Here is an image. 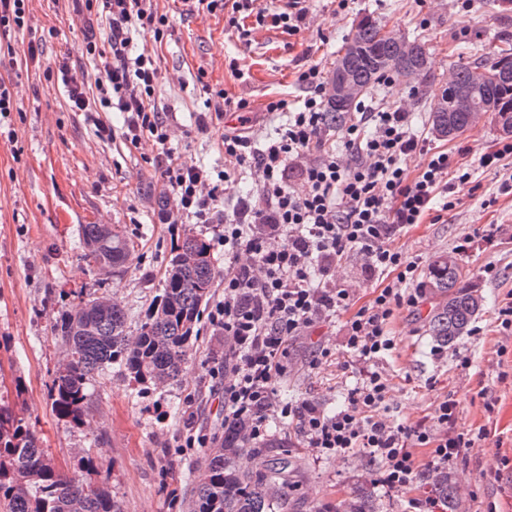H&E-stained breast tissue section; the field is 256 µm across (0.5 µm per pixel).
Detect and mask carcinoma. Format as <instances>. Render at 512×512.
Listing matches in <instances>:
<instances>
[{
	"mask_svg": "<svg viewBox=\"0 0 512 512\" xmlns=\"http://www.w3.org/2000/svg\"><path fill=\"white\" fill-rule=\"evenodd\" d=\"M383 25L370 14L363 15L337 52L330 82L340 75L360 87L364 94L385 77L428 78L425 42L404 37L403 42L380 37ZM492 63L480 55L457 67L452 85L476 89L478 104L489 112L506 135H512V62L498 81L477 83L478 73ZM429 117L440 137L454 138L470 129L466 112H453L448 91L429 92ZM83 243L99 266L121 270L126 266L129 241L103 224L83 225ZM192 250L199 261L178 265L181 254ZM220 271L210 243L199 234H185L175 247L162 281L159 301L129 337L130 317L114 303L100 307L81 301L63 311L54 332L65 346L66 359L56 371L51 389L52 405L62 417L84 423L89 400L88 382L95 374L117 364L134 381L156 385L178 379L197 340L202 308L209 302ZM462 265L455 257L440 256L428 272L425 287L436 298L428 321L429 335L453 346L468 334L482 310L483 297L466 283ZM244 422L227 425L224 440L209 449L204 466L194 475L191 512H290L289 473L293 461L278 457L266 473L253 471L248 462ZM423 482L442 512H457V486L451 473L434 470ZM0 512H121L118 501L104 488L61 472L48 449L17 418L0 404ZM334 512H378L375 499L355 489L336 505Z\"/></svg>",
	"mask_w": 512,
	"mask_h": 512,
	"instance_id": "cac0c4a2",
	"label": "carcinoma"
}]
</instances>
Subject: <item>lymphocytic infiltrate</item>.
Instances as JSON below:
<instances>
[{"label": "lymphocytic infiltrate", "instance_id": "lymphocytic-infiltrate-1", "mask_svg": "<svg viewBox=\"0 0 512 512\" xmlns=\"http://www.w3.org/2000/svg\"><path fill=\"white\" fill-rule=\"evenodd\" d=\"M88 14H104L109 51L96 42L86 54L100 60L99 74L59 65L57 75L68 89L75 112H122L124 137L139 144L149 137L158 145V167L173 201L161 214L164 224H223L224 295L210 308L212 326L222 331L235 359L234 376L224 384V418L244 420L251 439L268 431L273 414L296 421L307 447L321 456L343 457L356 451L379 465L378 483L389 493L410 490L424 468L452 465L463 449L474 447L473 435L457 426L458 402L446 398L433 413L404 425L383 416L390 386L373 368L396 348L388 325L396 311L417 308L423 293L415 288L419 263L397 246L410 225L420 223L434 203L453 206L449 193L467 175L455 174L447 152L430 153L413 174L404 162L425 150L412 127L405 103L373 105L358 102L343 123L324 110L325 74L316 64L297 74L305 95L297 108L287 100L268 101L263 112L286 114L265 142L252 127L258 119L246 100L223 98L206 104L222 117L239 112V125L224 134V170L213 173L182 163L169 146L171 127L159 109L155 90L158 66L149 50L133 53L137 34L150 32L162 41L168 24L153 0H83ZM196 12L224 10L254 17L257 24L295 32L306 25L301 0H288L285 12L267 15L258 0H193ZM341 131L342 143L331 140ZM261 175L258 198L238 197L225 207L229 186L248 170ZM307 185L296 194L292 178ZM356 256L367 274L389 276L374 289L368 304L358 302L356 288L338 286L337 266ZM345 319L346 345L362 367L361 379L336 412L319 402L303 400L277 405V384L287 372L291 341L317 325ZM428 451L420 466L416 451Z\"/></svg>", "mask_w": 512, "mask_h": 512}]
</instances>
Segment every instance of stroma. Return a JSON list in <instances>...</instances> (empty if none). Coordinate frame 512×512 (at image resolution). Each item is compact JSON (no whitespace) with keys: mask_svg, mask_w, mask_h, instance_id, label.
Wrapping results in <instances>:
<instances>
[{"mask_svg":"<svg viewBox=\"0 0 512 512\" xmlns=\"http://www.w3.org/2000/svg\"><path fill=\"white\" fill-rule=\"evenodd\" d=\"M168 25L161 43L145 35L143 43L157 55L156 101L174 128L170 146L188 165L214 171L224 168L222 139L238 124L225 112L207 130L197 128L209 92L224 91L234 100L250 101L261 111L272 97L297 103L303 93L296 82L301 66L331 69L336 53L358 18L370 14L386 27L423 40L429 52L430 75L445 82L471 48L512 39V10L497 0H475L463 9L461 0H352L337 14L331 0H306L312 29L288 33L272 22L257 25L246 18L248 38H240L228 13L189 12L184 0H156ZM94 40L108 47L105 20L85 21L74 0H32L27 27L11 36L16 50L41 43L37 57L17 66H0V79L19 86L20 109L0 124V397L23 418L47 448L58 468L80 479L105 482L123 512H189L192 474L206 457L202 448H186L185 423L223 436L221 384L211 376L228 348L208 319L198 324V339L177 382L136 383L118 366L95 374L89 384L83 425L58 416L50 397L64 347L53 324L62 308L82 299L107 296L128 309L134 322L144 321L162 285L176 242L158 219V201L166 189L156 166L158 148L148 138L131 145L120 133L123 116L100 113L91 121L72 111L62 83L47 72L60 62L95 72L98 62L82 55L81 46ZM247 72L238 79L236 70ZM420 81L402 79L380 86L372 97L395 102L410 99L412 124L427 133L432 150L448 151L471 173L469 184L456 188V205L440 220L425 217L397 241L418 259L426 276L437 257L453 252L459 238L472 239L458 261L466 280L485 305L476 317L475 332L453 347L440 346L427 332L434 300L425 297L416 313L396 312L389 324L396 350L376 363L389 381L388 414L403 424L429 415L434 404L450 396L458 402V426L485 433L450 470L461 488L465 512H512V337L497 325L499 306L512 293V167L481 168L479 156L501 141L493 122L458 137L432 133L429 102ZM112 127L102 137L98 124ZM86 224H106L131 242L132 257L123 272L104 273L87 256L82 240ZM498 225L485 238L486 225ZM494 275H487V267ZM343 319L311 329L290 348V375L279 384V401L313 399L334 412L348 388L359 378L358 365L345 347ZM327 350L321 364L311 365L314 351ZM468 369H460V357ZM493 398L486 414L484 398ZM275 437L277 447L267 445ZM254 471L288 452L299 466L301 512H328L338 497L354 487L374 489L379 512H409V502L426 497L423 485L408 494L388 497L379 486L377 463L352 453L342 459H318L306 448L295 426L273 419L267 437L251 444Z\"/></svg>","mask_w":512,"mask_h":512,"instance_id":"1","label":"stroma"}]
</instances>
